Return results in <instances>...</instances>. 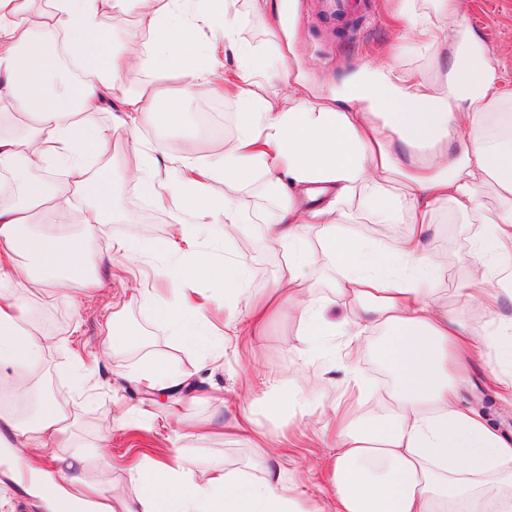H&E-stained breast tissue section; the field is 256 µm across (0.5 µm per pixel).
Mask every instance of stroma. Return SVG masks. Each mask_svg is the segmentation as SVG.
Listing matches in <instances>:
<instances>
[{"label": "stroma", "mask_w": 512, "mask_h": 512, "mask_svg": "<svg viewBox=\"0 0 512 512\" xmlns=\"http://www.w3.org/2000/svg\"><path fill=\"white\" fill-rule=\"evenodd\" d=\"M463 3L469 22L512 87V0ZM237 9L238 40L271 58L285 48L292 72L306 79L318 96H332L352 74L384 65V53L392 47L406 67L427 78L434 75L432 49L401 41L388 0H369L368 8L347 23L321 15L317 0H275L265 23L253 16L250 0H238ZM213 105L223 108L220 135L199 120L200 112ZM238 111L237 104L224 97L194 96L182 130L171 132L160 123L134 134L117 130L112 136V169L120 175L137 161L132 147L136 141L161 145L173 156L200 159L221 153L225 139L236 132ZM119 208V224H99L91 230L78 221L52 225L62 234L90 233L101 287L79 290L59 282L41 290L18 288L46 344L37 366L0 368V414L27 416L42 395L53 393L68 398L70 418L63 441L48 450L0 434V512H46L36 495L43 472L63 485L77 474L107 490L113 500L131 501L141 492L128 469L133 460L151 466L172 461L178 453L192 459L199 474L213 463L231 472L249 471L255 448L248 440L225 437L224 426L238 407L258 402L291 377L311 406H295L284 419L264 416L260 422L272 438L268 453L278 459L291 494L306 506H320L328 494L323 468L332 453L336 401L347 390L340 352L307 354L302 323L293 312L270 322L253 348L232 338L216 352L181 344L139 301L147 289L168 292L171 281L156 277V261L128 259L112 251L115 239L136 232L169 238L174 215L143 197L131 180L121 185ZM475 230V225L443 219L436 225L430 247L448 290H455L471 273ZM214 248L245 263L251 271L249 286L259 293L276 284L286 261L283 252L238 224L223 227ZM113 313L131 333L119 345L106 336V319ZM378 342L376 335L362 336L356 356L364 381L356 407L360 415L383 410L380 390L390 377L376 360ZM76 352L94 355L99 363L98 371L81 383L75 380ZM150 361L167 364L182 389L159 394L145 383L128 380V373Z\"/></svg>", "instance_id": "1"}]
</instances>
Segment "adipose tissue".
I'll list each match as a JSON object with an SVG mask.
<instances>
[{"label": "adipose tissue", "instance_id": "1", "mask_svg": "<svg viewBox=\"0 0 512 512\" xmlns=\"http://www.w3.org/2000/svg\"><path fill=\"white\" fill-rule=\"evenodd\" d=\"M30 2L0 0V112L20 115L26 131L21 140L0 135V176L13 191L0 203V365H32L44 346L16 280L37 288L59 277L87 289L101 285L86 238L34 227L35 210L64 209L78 191L96 223L112 219V170L93 178L86 163L88 152L104 157L112 146L113 127L97 124L95 114L116 111V125L130 131L158 121L176 129L191 95L221 93L241 106L223 154L163 160L142 150L136 181L143 196L175 205L178 233L195 250L200 242L191 225L213 239L220 225L241 223L240 194L263 177L278 201L273 210L254 212L250 227L287 254L281 278L290 293L250 291L244 264L202 255L164 266L159 275L205 280L224 294L235 313L223 332L208 328L202 304L180 292L148 290L144 301L171 336L205 349H217L227 335L258 343L271 317L290 311L315 355L341 336L351 358L361 336L381 335L377 357L392 378L388 413L361 424L350 408L341 409L330 496L317 512H512V438L463 400L476 385L472 366L486 354L499 370L512 368V315L504 312L512 301V95L485 41L461 19L460 0H431L428 13L416 0H397L407 39L447 52L435 79L395 64L365 70L325 99L288 74L285 53L271 61L235 40L236 0L216 11L194 0H50L39 23ZM130 16L147 36V68L176 71L179 84L124 90L122 78L135 64L124 27ZM205 28L220 32L223 44L200 47L197 33ZM227 47L241 64L218 84L213 75ZM65 53L84 71L83 81L71 79ZM54 167L66 177L50 184L41 173ZM219 178L224 194L215 197L208 185ZM353 206L372 223L407 230L389 246L369 248L348 221ZM447 208L480 228L478 277L461 281L452 296L429 248ZM317 252L336 271L331 286L349 311L343 323L307 295L304 269ZM473 306L482 327L465 318ZM67 418L64 401L47 394L32 420L1 413L0 428L45 446L60 442ZM261 465L259 479L213 464L199 480L192 461L179 456L171 465L132 466L142 487L132 503L113 502L76 476L69 487L47 486L45 495L77 498L93 512H307L269 459Z\"/></svg>", "mask_w": 512, "mask_h": 512}]
</instances>
